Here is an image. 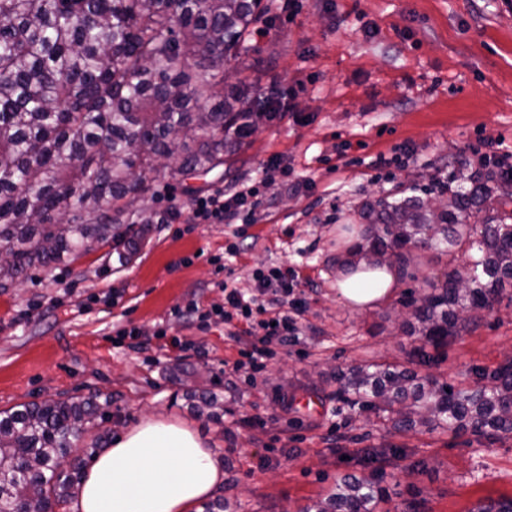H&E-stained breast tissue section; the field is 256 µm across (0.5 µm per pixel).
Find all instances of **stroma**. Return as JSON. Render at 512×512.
Listing matches in <instances>:
<instances>
[{"label": "stroma", "mask_w": 512, "mask_h": 512, "mask_svg": "<svg viewBox=\"0 0 512 512\" xmlns=\"http://www.w3.org/2000/svg\"><path fill=\"white\" fill-rule=\"evenodd\" d=\"M271 3L248 38L249 68L227 65L223 78L266 94L294 88L292 111L261 125L227 173L200 181L160 169L148 198L155 222L129 262L106 246L0 289V410L98 392L112 399V417L98 427L108 438L146 419L179 423L222 468L214 494L237 512H300L338 474L375 470L393 504L413 501L422 512H477L511 498L512 437L387 432L336 400L332 374L351 364H412L421 342L402 328L408 291L465 263L426 253L366 308L336 291L334 259L360 231L347 216L365 198L446 178L482 139L512 151V0ZM405 145L411 156L401 155ZM381 155L390 165L374 168ZM273 156L312 192L278 181L262 188L254 223H190L192 189L228 193L260 181ZM270 266L300 274L294 295L307 309L299 338L276 348L261 372L233 371L240 346L210 310L224 302L222 283L254 294V271ZM192 300L206 321L182 315ZM120 328L138 329L139 346L116 342ZM161 328L190 339L196 355L161 348ZM509 360L510 286L475 329L414 366L458 382ZM190 386L223 398V416L191 412Z\"/></svg>", "instance_id": "1"}]
</instances>
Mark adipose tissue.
Segmentation results:
<instances>
[{"instance_id": "ef3b65f1", "label": "adipose tissue", "mask_w": 512, "mask_h": 512, "mask_svg": "<svg viewBox=\"0 0 512 512\" xmlns=\"http://www.w3.org/2000/svg\"><path fill=\"white\" fill-rule=\"evenodd\" d=\"M388 267L338 280L341 296L373 305L392 291ZM224 480L222 470L190 430L146 420L118 435L84 480L76 512H191Z\"/></svg>"}]
</instances>
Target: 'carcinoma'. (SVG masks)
I'll use <instances>...</instances> for the list:
<instances>
[{"label": "carcinoma", "mask_w": 512, "mask_h": 512, "mask_svg": "<svg viewBox=\"0 0 512 512\" xmlns=\"http://www.w3.org/2000/svg\"><path fill=\"white\" fill-rule=\"evenodd\" d=\"M262 0H0V288L32 267L54 268L104 245L145 239V201L159 162L171 175H208L274 120L263 94L223 85L224 64L245 63ZM365 201L350 218L360 242L336 258L344 271L393 256L408 275L411 249L468 257L462 269L411 297V335L435 345L478 326L512 285V174L459 160L440 211L415 194ZM464 387L412 368L351 365L336 372V399L404 431L512 435V361ZM218 418L224 402L190 392ZM112 399H46L0 411V512H57L78 493L77 442L106 418ZM383 475L346 473L302 512H391Z\"/></svg>", "instance_id": "1"}]
</instances>
